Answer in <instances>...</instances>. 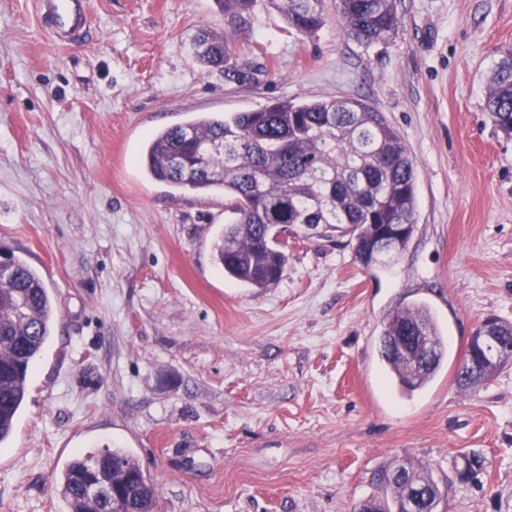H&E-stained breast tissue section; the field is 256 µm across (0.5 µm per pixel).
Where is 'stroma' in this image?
Segmentation results:
<instances>
[{"label": "stroma", "mask_w": 512, "mask_h": 512, "mask_svg": "<svg viewBox=\"0 0 512 512\" xmlns=\"http://www.w3.org/2000/svg\"><path fill=\"white\" fill-rule=\"evenodd\" d=\"M384 42L257 9L231 45L254 80L193 57L215 0H89L92 40L60 46L34 0H0V248L42 275L58 323L0 448V512H66L74 455L122 448L157 512H354L400 464L450 479L443 512H512V366L465 391L455 367L490 315L512 321V137L485 114L512 0H396ZM355 98L414 161L407 249L367 269L347 238L289 236L281 281L225 277L217 193H176L138 163L153 131L279 98ZM429 304L448 362L412 397L378 358L385 316ZM483 455L478 481L452 474Z\"/></svg>", "instance_id": "1"}]
</instances>
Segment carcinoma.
Returning a JSON list of instances; mask_svg holds the SVG:
<instances>
[{"label": "carcinoma", "instance_id": "obj_1", "mask_svg": "<svg viewBox=\"0 0 512 512\" xmlns=\"http://www.w3.org/2000/svg\"><path fill=\"white\" fill-rule=\"evenodd\" d=\"M346 34L361 44L386 41L399 24L396 0H336ZM224 12V31L203 30L193 49L205 68H222L244 83L253 79L230 53L232 37L260 6L279 11L289 26L313 33L326 21L324 0H216ZM485 110L505 135H512V48L499 50L488 85ZM145 173L182 193L224 194L234 219L224 225L215 243L216 258L230 277L263 291L282 277L288 253L277 226L311 227L318 237L336 232L349 237L357 261L366 268L386 266L404 252L409 239L398 245L382 243L383 225L413 226L416 212L414 162L397 130L382 113L355 98L327 97L309 102L288 98L252 112L198 114L181 125L155 131L139 158ZM57 323L54 299L41 274L9 253L8 270L0 273V445L12 435L25 402L35 360ZM503 357L486 376L468 375L459 384L475 390L512 364V322L499 320ZM421 336L433 348L422 365L392 350L394 337ZM379 353L399 392L410 396L428 386L443 364L446 341L429 306L414 302L383 321ZM95 453L75 455L52 481L68 512H103L105 507L83 486ZM455 466L462 481H475L485 459L474 452L460 454ZM107 481L129 475L137 492L131 512H153L157 490L131 454L109 449L103 463ZM404 479L379 483L391 498L373 497L369 512H402L407 482L423 485L428 499L421 512H438L446 492L427 466L403 467Z\"/></svg>", "mask_w": 512, "mask_h": 512}]
</instances>
